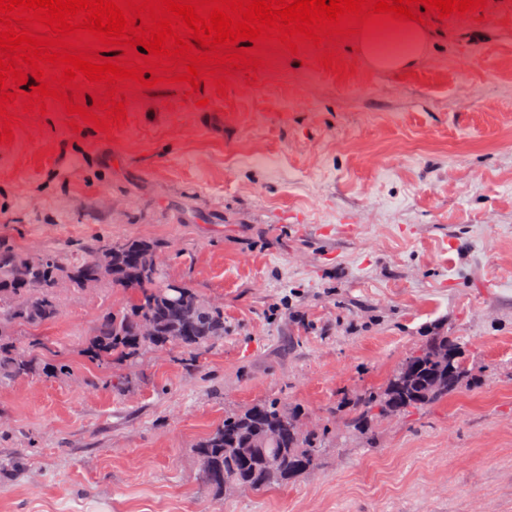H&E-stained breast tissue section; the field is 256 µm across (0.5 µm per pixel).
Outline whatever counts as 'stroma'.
Instances as JSON below:
<instances>
[{
    "label": "stroma",
    "mask_w": 512,
    "mask_h": 512,
    "mask_svg": "<svg viewBox=\"0 0 512 512\" xmlns=\"http://www.w3.org/2000/svg\"><path fill=\"white\" fill-rule=\"evenodd\" d=\"M477 22L426 13L400 71L277 56L228 76L139 89L121 127L73 131L59 102L0 143V244L82 253L147 239L168 278L224 305V337L104 368L84 348L126 307L110 284L60 290L48 361L73 379L0 383V512H512V0ZM471 382L431 408L347 434L336 407L435 331ZM301 408L321 465L262 494L214 495L195 444L226 412Z\"/></svg>",
    "instance_id": "35a3bbf8"
}]
</instances>
